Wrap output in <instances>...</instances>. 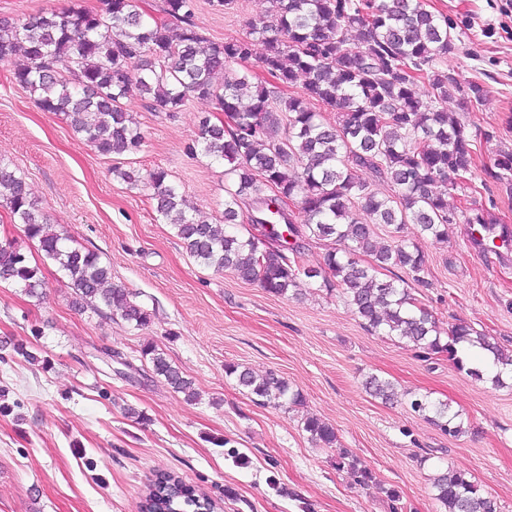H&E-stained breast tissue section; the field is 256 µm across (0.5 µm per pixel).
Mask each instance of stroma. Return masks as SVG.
<instances>
[{
  "mask_svg": "<svg viewBox=\"0 0 512 512\" xmlns=\"http://www.w3.org/2000/svg\"><path fill=\"white\" fill-rule=\"evenodd\" d=\"M454 25V49L439 68L460 83L487 89L483 102L465 92L445 107L481 129L476 165L448 208L457 215L440 242L407 238L425 254L424 283L406 286L441 326L463 320L512 350V251L504 257L472 246L459 213L479 209L512 228V186L485 175L499 154L512 152V0H425ZM101 9V0H0V19L65 7ZM274 0H236L219 11L197 0L196 22L210 38L243 36L249 21L271 15ZM16 55L0 64V161L21 175L31 199L72 247L95 251L112 281L151 313L142 329L117 317L73 307L74 292L58 264L46 259L0 206V242L12 241L41 269L44 300L0 284V512H139L155 474L167 471L211 497L218 512H390L376 489L337 470L334 452L312 443L302 422L332 424L381 485L398 489L403 512H444L433 497L438 470L462 472L498 512H512V380L500 387L457 370L447 356L422 358L407 341L374 335L336 289L311 285L279 297L229 271L198 265L170 225L155 218L150 189L133 188L113 167L164 169L183 191L191 213L219 218L224 168L192 153L199 119L223 121L206 99L179 112H148L138 87L125 104L144 135L139 153L103 156L76 136L65 117L41 111L11 79ZM40 335H33V328ZM153 342L190 378L198 401H186L164 378L129 379L110 352L148 368L141 350ZM23 345L31 364L13 354ZM234 363L257 375L273 371L299 390L296 410L261 407L226 376ZM390 380L402 399L384 404L366 393L370 375ZM447 402L465 431L449 437L415 413L420 397ZM231 439L248 462L225 459L218 440ZM279 483L271 490L269 480ZM232 496H225V489Z\"/></svg>",
  "mask_w": 512,
  "mask_h": 512,
  "instance_id": "35a3bbf8",
  "label": "stroma"
}]
</instances>
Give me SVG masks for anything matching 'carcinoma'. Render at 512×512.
Here are the masks:
<instances>
[{
  "label": "carcinoma",
  "instance_id": "cac0c4a2",
  "mask_svg": "<svg viewBox=\"0 0 512 512\" xmlns=\"http://www.w3.org/2000/svg\"><path fill=\"white\" fill-rule=\"evenodd\" d=\"M274 17L250 22L242 37L215 41L204 35L195 17V0H162L159 16L145 13L140 0H103L93 11L65 8L18 22L0 21V62L24 49L27 64L12 72L44 112L63 114L72 131L105 156L135 154L143 135L124 103L130 85L141 93L147 112H179L189 97L208 99L232 124L199 122L202 153L225 163L223 220L209 222L187 214L185 199L163 169L146 176L118 167L112 173L131 186L144 181L153 190L159 220L173 227L199 264L230 271L258 282L265 291L288 296L313 278L341 290L345 302L369 331L397 336L413 344L423 358L438 354L477 380L502 383L505 371L468 367L457 346L466 343L487 352L493 365L512 366V351L493 337L459 320L443 329L438 319L408 289L401 269L423 282L425 258L418 244L403 236L407 224L441 240L455 216L448 211L454 177L471 173L474 142L482 135L449 115L440 104L461 91L456 76L436 61L453 45L448 18L425 7L424 0H277ZM357 31L360 41L349 43ZM264 45L260 66L277 84L250 81L245 71L217 86L214 75L229 62H245L255 42ZM304 77L301 92L284 98L280 88ZM429 87V101L412 93L415 82ZM336 111L326 121L317 107ZM283 127L278 135L275 127ZM387 180L396 188L380 198L364 178ZM486 174L498 181L512 176V153L495 159ZM298 204L300 227L288 212ZM0 202L26 236L38 240L44 255L64 271L74 289L73 305L111 315L140 329L151 313L133 295L112 285L109 267L92 250L66 245L51 230L48 216L30 198L22 176L0 161ZM251 211L240 224V211ZM360 210L387 228L381 238L357 217ZM473 240L484 250L494 224L482 212L465 217ZM296 239L291 243L288 238ZM331 240L316 266H307L298 239ZM18 284L41 299L45 283L38 266L15 243H0V283ZM153 375L193 402L192 381L152 343L142 349ZM227 376L256 397L261 406L293 409L303 404L299 391L274 372L256 376L235 364ZM375 398H396L391 382L370 376L364 383ZM413 411L433 414L431 421L450 437L465 432L459 414L446 403L414 399ZM303 430L322 448L335 449L336 470L348 469L357 481L384 493L391 512H402L398 490L376 481L370 468L341 447L335 428L315 417ZM434 499L445 512H496L495 502L478 492L465 474L449 469L432 479ZM212 499L168 472H158L140 512H213Z\"/></svg>",
  "mask_w": 512,
  "mask_h": 512
}]
</instances>
